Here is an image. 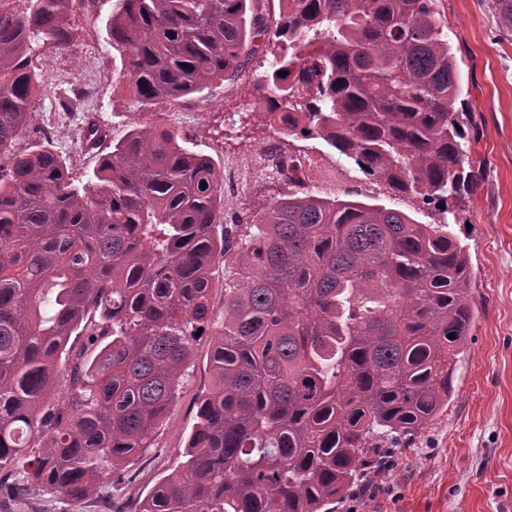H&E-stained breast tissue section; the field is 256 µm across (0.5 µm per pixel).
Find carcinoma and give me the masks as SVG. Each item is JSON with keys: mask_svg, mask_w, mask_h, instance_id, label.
Instances as JSON below:
<instances>
[{"mask_svg": "<svg viewBox=\"0 0 512 512\" xmlns=\"http://www.w3.org/2000/svg\"><path fill=\"white\" fill-rule=\"evenodd\" d=\"M74 2L0 6V494L78 503L127 472L209 330L213 385L139 512H334L380 441L448 405L474 317L464 247L447 223L300 192L294 156L265 221L226 224L214 160L162 125L129 130L81 186L51 136L15 149L44 80L29 51L71 48ZM252 2L116 0L140 107L233 77L266 35L254 91L288 132L441 215L474 194L434 0H279L271 31L247 26ZM493 9L511 35L512 0ZM105 137L86 123L87 148Z\"/></svg>", "mask_w": 512, "mask_h": 512, "instance_id": "carcinoma-1", "label": "carcinoma"}]
</instances>
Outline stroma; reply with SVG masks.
I'll return each instance as SVG.
<instances>
[{
	"instance_id": "1",
	"label": "stroma",
	"mask_w": 512,
	"mask_h": 512,
	"mask_svg": "<svg viewBox=\"0 0 512 512\" xmlns=\"http://www.w3.org/2000/svg\"><path fill=\"white\" fill-rule=\"evenodd\" d=\"M114 4L90 0L86 12L72 13L75 39L69 51L37 47L34 59L45 81L18 149L40 140L44 126L53 125L54 145L74 179L83 183L97 161L96 151L85 149L75 135L84 113H95L116 140L132 124L164 125L168 113L199 112L201 121H185L177 132L190 136L221 173H229L231 161L242 165L236 182L222 186L226 223H261L285 193L267 157L271 149L314 165L305 189L315 196L395 208L419 223H439L433 207L395 196L385 181L367 176L322 140L269 124L252 92L271 61L265 38H255L254 54L232 79L174 103L139 108L107 37ZM433 9L461 72V121L466 133L478 135L471 156L486 172L475 194L455 202L447 219L469 259L474 319L457 357L446 408L410 444L383 442L378 467L351 489L336 512H512V36L500 35L491 0H435ZM71 88L88 93L81 111L65 112L59 105L61 91ZM208 353L209 341L201 339L190 376L152 448L132 461V482L104 480L77 504L50 495L23 502L5 497L0 512H113L120 506L130 512L185 448L197 398L212 384Z\"/></svg>"
}]
</instances>
